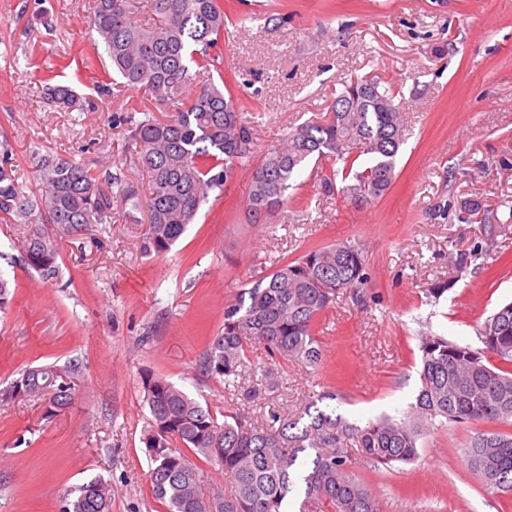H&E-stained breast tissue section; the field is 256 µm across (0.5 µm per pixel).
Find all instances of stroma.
Segmentation results:
<instances>
[{
    "instance_id": "obj_1",
    "label": "stroma",
    "mask_w": 512,
    "mask_h": 512,
    "mask_svg": "<svg viewBox=\"0 0 512 512\" xmlns=\"http://www.w3.org/2000/svg\"><path fill=\"white\" fill-rule=\"evenodd\" d=\"M223 4L211 72L237 100L257 155L325 115L350 79L377 76L405 107L395 179L384 196L360 203L322 189L336 162L307 165L284 216L261 224L247 206L251 171L242 169L167 254L143 251L145 213L132 220L117 207L111 223L60 243L51 278L27 268L25 226L0 223V277L11 285L0 307V391L40 365L74 383L68 405L50 418L35 401H0V512H61L71 490L100 476L112 486V512H163L142 443L144 372L214 413L243 406L264 425L326 391L351 422L401 420L420 388L422 337L479 347L477 325L512 301V224L503 221L512 201V0ZM89 31L85 0H0V135L29 188L38 184L36 153L146 181L110 119L117 109L150 106L147 92L123 91L84 113L59 111L41 92L66 82L95 96L105 74ZM471 198L485 213L464 209ZM336 241L362 249L368 279L317 320L318 369L273 358L257 344L246 351L238 389L202 374L225 306L278 261ZM444 279L448 291L429 296ZM256 367L280 387L246 403ZM479 429L452 422L429 429L418 458L405 465L377 466L353 450L350 469L380 512H512V496L486 491L462 458Z\"/></svg>"
}]
</instances>
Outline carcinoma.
Instances as JSON below:
<instances>
[{"instance_id": "obj_1", "label": "carcinoma", "mask_w": 512, "mask_h": 512, "mask_svg": "<svg viewBox=\"0 0 512 512\" xmlns=\"http://www.w3.org/2000/svg\"><path fill=\"white\" fill-rule=\"evenodd\" d=\"M153 21L130 18L132 0H94L90 40L103 48L119 86L144 89L168 112L137 118L127 109L112 113V127L127 132L147 183L141 187L108 170L66 157L39 159L38 193L20 181L9 144L0 142V217L24 224L26 264L55 271L59 242L90 224L112 223V208L128 217L146 211L142 248L163 255L196 219L210 194L224 191L238 167L255 153L248 121L234 96L213 81L224 35L221 0H150ZM45 97L68 112L90 103L67 85L48 84ZM406 140V122L395 93L374 79L344 86L329 117L310 120L284 138L252 171L248 207L253 217L279 214L301 168L316 158L343 163L342 192L368 202L395 179L396 158ZM52 226L48 232L43 225ZM362 251L347 242L312 248L256 279L236 303L224 309L223 332L205 350L200 365L237 387L248 345L316 368L322 351L317 319L338 294L367 281ZM482 347L429 335L421 340V387L404 420L381 418L364 425L336 409L318 407L336 395L324 392L279 427L259 424L245 410H227L224 421L209 407L165 378L142 376L150 418L143 436L151 460L152 495L165 512H308L317 502L329 512H380L375 496L349 471L348 452L377 465L409 464L419 440L436 423H494L512 418V302L500 305L477 326ZM497 358V363L488 356ZM64 373L53 366L24 371L14 385L25 397L61 409L71 398ZM279 388L266 371L246 399ZM179 442L180 448L172 447ZM217 464L231 488L204 490L206 471L188 456ZM475 475L493 494L512 495V432H476L464 449ZM112 486L98 478L82 485L63 512H110Z\"/></svg>"}]
</instances>
